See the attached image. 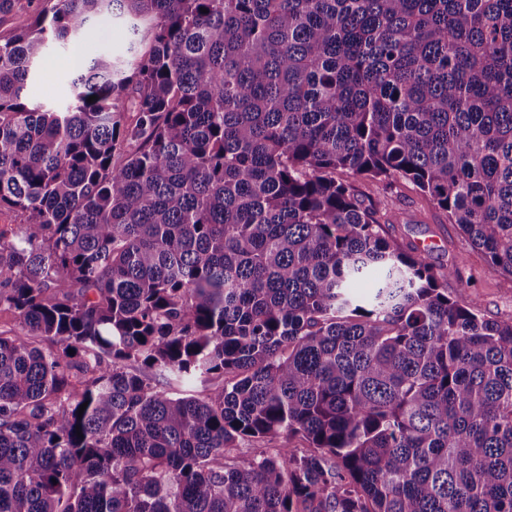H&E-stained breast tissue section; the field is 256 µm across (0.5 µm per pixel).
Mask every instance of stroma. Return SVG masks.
Masks as SVG:
<instances>
[{
	"instance_id": "obj_1",
	"label": "stroma",
	"mask_w": 512,
	"mask_h": 512,
	"mask_svg": "<svg viewBox=\"0 0 512 512\" xmlns=\"http://www.w3.org/2000/svg\"><path fill=\"white\" fill-rule=\"evenodd\" d=\"M70 53L50 47L31 79L35 99L60 105L72 70ZM389 219L386 231L403 244L434 241L431 252L436 264L458 265L459 277L449 279L448 291L460 301H477L485 317L512 320V277L493 270L485 256L470 246L446 213L435 208L410 182L397 180L385 199Z\"/></svg>"
}]
</instances>
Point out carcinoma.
I'll return each mask as SVG.
<instances>
[{
	"instance_id": "carcinoma-1",
	"label": "carcinoma",
	"mask_w": 512,
	"mask_h": 512,
	"mask_svg": "<svg viewBox=\"0 0 512 512\" xmlns=\"http://www.w3.org/2000/svg\"><path fill=\"white\" fill-rule=\"evenodd\" d=\"M34 1L0 39V512H512V321L336 179L412 182L512 276V0ZM103 18L128 55L31 102ZM71 54L57 47H50L36 66L30 81L33 97L46 105L63 106L69 80V73L74 71L70 63Z\"/></svg>"
}]
</instances>
